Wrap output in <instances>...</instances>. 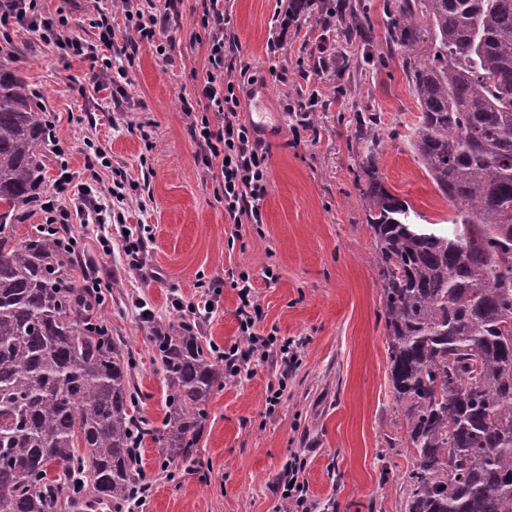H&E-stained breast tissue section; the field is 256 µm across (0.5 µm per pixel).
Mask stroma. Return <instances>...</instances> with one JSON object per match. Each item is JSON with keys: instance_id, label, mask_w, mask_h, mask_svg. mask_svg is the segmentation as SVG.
Wrapping results in <instances>:
<instances>
[{"instance_id": "obj_1", "label": "stroma", "mask_w": 512, "mask_h": 512, "mask_svg": "<svg viewBox=\"0 0 512 512\" xmlns=\"http://www.w3.org/2000/svg\"><path fill=\"white\" fill-rule=\"evenodd\" d=\"M104 0H44L64 12L67 34L96 41L91 25ZM251 83L240 119L256 126L267 154L264 221L234 227L198 159L182 97L200 91L207 43L201 0H182L166 55L140 46L122 88L95 87L88 62L29 32L0 52V67L22 76L65 152L73 187L89 182V146L111 161L97 187L111 213L106 224L72 217L78 243L76 286L110 277L98 319L132 363L138 414L160 425L165 414L162 366L149 339L152 323L177 327L201 299V283L219 284L213 311L199 325L207 344L246 347L234 286L248 274L261 309L257 333L301 341L292 369L268 358L224 380L210 400L195 463L163 464L145 441L139 465L152 482L136 512H286L277 485L293 452L308 460L306 478L318 512H405L400 487L411 457L392 392L372 233L357 182L365 151L351 137L354 107L377 113L384 138L377 155L386 188L426 223L448 225L452 211L412 147L419 109L400 57L356 71L357 45L337 39L336 67L311 70L321 27L313 18L283 24L282 0H224ZM305 106L308 125L296 106ZM151 125L146 149L140 125ZM123 174L127 199L108 190ZM146 225L144 273L128 267L123 229ZM153 313L144 321L142 308ZM287 375L275 412L268 387Z\"/></svg>"}]
</instances>
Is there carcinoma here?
<instances>
[{
    "instance_id": "cac0c4a2",
    "label": "carcinoma",
    "mask_w": 512,
    "mask_h": 512,
    "mask_svg": "<svg viewBox=\"0 0 512 512\" xmlns=\"http://www.w3.org/2000/svg\"><path fill=\"white\" fill-rule=\"evenodd\" d=\"M366 0H287L285 19L336 15L365 69L401 53L420 116L413 148L452 208V228L419 216L378 174L377 116L356 111L368 150L359 195L381 283L391 385L411 466L406 512H512V0L385 5L373 47ZM42 109L0 68V512H115L133 503V442L193 460L224 367L183 324L153 327L166 386L163 427L135 413L131 362L72 282L57 239L19 242V210L43 197Z\"/></svg>"
}]
</instances>
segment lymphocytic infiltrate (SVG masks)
Listing matches in <instances>:
<instances>
[{
    "label": "lymphocytic infiltrate",
    "instance_id": "obj_1",
    "mask_svg": "<svg viewBox=\"0 0 512 512\" xmlns=\"http://www.w3.org/2000/svg\"><path fill=\"white\" fill-rule=\"evenodd\" d=\"M179 0H164L162 6L144 5L140 0H122L126 27L135 35L131 48L142 42L155 44L158 54H165V44L159 36L165 34L169 20L177 10ZM227 20L221 0H203L200 24L208 34V68L205 72L202 97L196 102H185L184 110L191 116V135L201 148L202 165L210 173L218 192L224 197V211L231 222L260 224L264 221V202L268 194L266 156L254 128L240 120V95L244 77L249 68L237 61L233 40L227 39ZM66 15L48 16L41 12L39 0H0V39L12 43L14 31L25 30L40 40L53 44L59 52L71 51L84 56L91 63V74L97 84L112 80V59L106 51L112 46V12L99 11L93 21L99 31L98 42H81L66 36ZM99 204L90 191L79 189L75 211L92 213ZM45 215L46 231L64 240L66 252H74L77 241L68 236L65 228L72 212L55 208L53 201L41 205ZM239 329L247 338L244 350L228 349L223 353L228 376L240 375L244 365L254 354L279 356L285 367L300 361V346L292 340H277L276 336L257 333L260 308L254 299L253 285L248 277L237 281ZM307 459L292 453L284 467L279 484L281 500L288 512H316L305 478Z\"/></svg>",
    "mask_w": 512,
    "mask_h": 512
}]
</instances>
